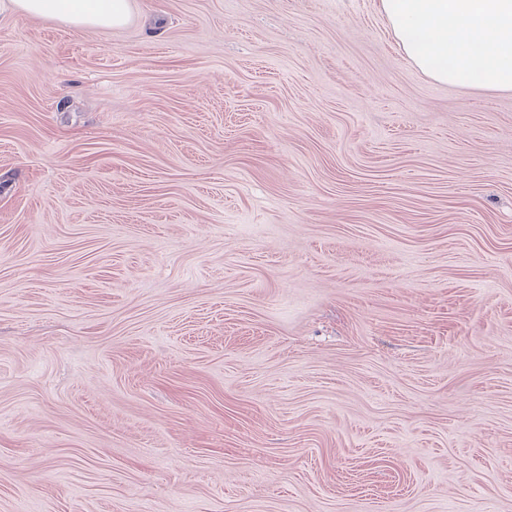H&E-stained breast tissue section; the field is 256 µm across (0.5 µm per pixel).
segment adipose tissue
<instances>
[{"mask_svg": "<svg viewBox=\"0 0 512 512\" xmlns=\"http://www.w3.org/2000/svg\"><path fill=\"white\" fill-rule=\"evenodd\" d=\"M412 64L435 82L512 91V0H379ZM109 32L130 0H0V12Z\"/></svg>", "mask_w": 512, "mask_h": 512, "instance_id": "obj_1", "label": "adipose tissue"}]
</instances>
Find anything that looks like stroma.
<instances>
[{
  "mask_svg": "<svg viewBox=\"0 0 512 512\" xmlns=\"http://www.w3.org/2000/svg\"><path fill=\"white\" fill-rule=\"evenodd\" d=\"M131 4L0 15V512H512V92ZM2 11L106 33L128 22L131 6L130 0H1Z\"/></svg>",
  "mask_w": 512,
  "mask_h": 512,
  "instance_id": "stroma-1",
  "label": "stroma"
}]
</instances>
